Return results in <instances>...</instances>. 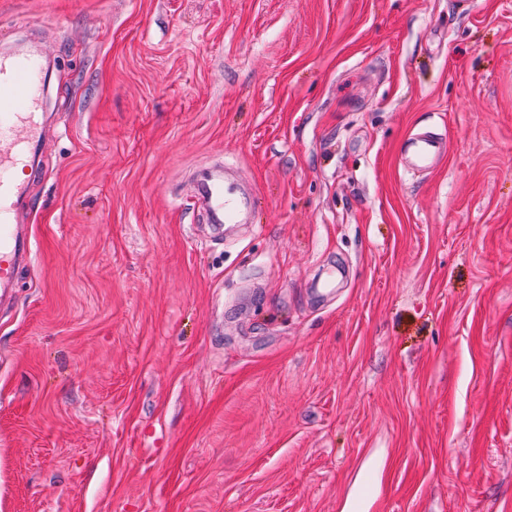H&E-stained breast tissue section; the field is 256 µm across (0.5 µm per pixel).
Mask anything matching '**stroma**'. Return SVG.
Listing matches in <instances>:
<instances>
[{
    "label": "stroma",
    "instance_id": "1",
    "mask_svg": "<svg viewBox=\"0 0 512 512\" xmlns=\"http://www.w3.org/2000/svg\"><path fill=\"white\" fill-rule=\"evenodd\" d=\"M456 3L0 0L49 66L0 512L512 503V0ZM213 167L260 200L219 239ZM446 151L443 138L424 134L411 136L401 148L402 155L413 158L416 166L425 170L435 168Z\"/></svg>",
    "mask_w": 512,
    "mask_h": 512
}]
</instances>
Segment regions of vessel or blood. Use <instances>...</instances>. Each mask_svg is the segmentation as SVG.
I'll return each mask as SVG.
<instances>
[{
	"label": "vessel or blood",
	"mask_w": 512,
	"mask_h": 512,
	"mask_svg": "<svg viewBox=\"0 0 512 512\" xmlns=\"http://www.w3.org/2000/svg\"><path fill=\"white\" fill-rule=\"evenodd\" d=\"M43 86L37 57L23 52L0 55V289L10 290L16 281L21 255L30 253L14 224L19 205L28 195L21 174L29 166V150L44 137L40 113ZM443 138L417 135L406 140L402 155L422 169L435 168L445 156ZM255 204L253 192L231 190L223 178L201 172L191 206L210 224H232L248 215Z\"/></svg>",
	"instance_id": "1"
}]
</instances>
